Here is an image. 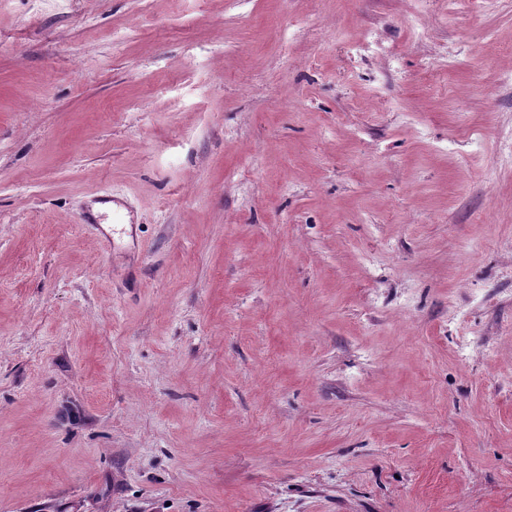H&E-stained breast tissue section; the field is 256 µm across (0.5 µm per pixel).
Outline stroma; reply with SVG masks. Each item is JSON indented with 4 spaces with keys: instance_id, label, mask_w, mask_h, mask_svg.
Returning a JSON list of instances; mask_svg holds the SVG:
<instances>
[{
    "instance_id": "35a3bbf8",
    "label": "stroma",
    "mask_w": 512,
    "mask_h": 512,
    "mask_svg": "<svg viewBox=\"0 0 512 512\" xmlns=\"http://www.w3.org/2000/svg\"><path fill=\"white\" fill-rule=\"evenodd\" d=\"M510 70L512 0H0V512H512Z\"/></svg>"
}]
</instances>
